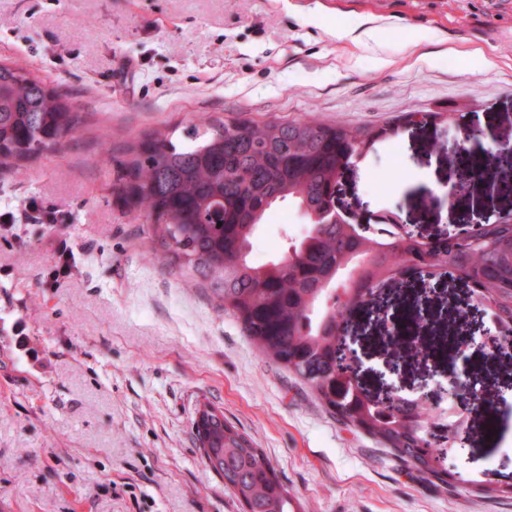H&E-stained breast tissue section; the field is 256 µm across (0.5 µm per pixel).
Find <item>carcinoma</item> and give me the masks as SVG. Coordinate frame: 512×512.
I'll return each instance as SVG.
<instances>
[{
    "instance_id": "obj_1",
    "label": "carcinoma",
    "mask_w": 512,
    "mask_h": 512,
    "mask_svg": "<svg viewBox=\"0 0 512 512\" xmlns=\"http://www.w3.org/2000/svg\"><path fill=\"white\" fill-rule=\"evenodd\" d=\"M417 119L450 123L453 114L401 115L405 122ZM84 122L68 94L0 61V171L33 161ZM397 130L315 118L227 119L203 130L193 125L178 142L148 135L120 162L117 193L152 224L164 257L197 274L265 358L307 385L337 422L388 449L413 477L446 489L427 427L446 429L450 448L463 420L443 419L424 400L373 405L343 387L336 331L347 310L409 262L448 265L473 302L512 315V211L478 225L470 243L431 244L385 221L364 229L343 219L313 221L335 206L340 169ZM283 202L307 221L305 236L288 242L302 256L257 265L252 240L267 211ZM195 432L207 467L243 509L300 512L263 452L221 411H204Z\"/></svg>"
}]
</instances>
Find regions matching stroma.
Segmentation results:
<instances>
[{
  "label": "stroma",
  "mask_w": 512,
  "mask_h": 512,
  "mask_svg": "<svg viewBox=\"0 0 512 512\" xmlns=\"http://www.w3.org/2000/svg\"><path fill=\"white\" fill-rule=\"evenodd\" d=\"M364 19L381 26L379 42L336 37ZM3 59L68 93L85 122L0 174V204L33 201L63 218L0 230V512H241L196 444L204 404L252 438L305 512H512L511 497L474 491L512 484V358L474 343L411 357L395 378L385 370L389 334L417 300L465 339L462 282L405 275L390 324L355 314L368 390L413 395L465 372L486 396L463 408L471 438L449 456L443 489L260 355L111 191L127 145L148 134L228 118L395 123L396 137L342 173L341 204L393 212L423 237L451 230L471 211L468 199H444L449 166H469L454 140L484 132L480 193L512 131V0H0ZM414 111L455 119L399 125ZM281 212L259 226L253 263L305 233ZM63 248L75 259L64 278Z\"/></svg>",
  "instance_id": "obj_1"
}]
</instances>
